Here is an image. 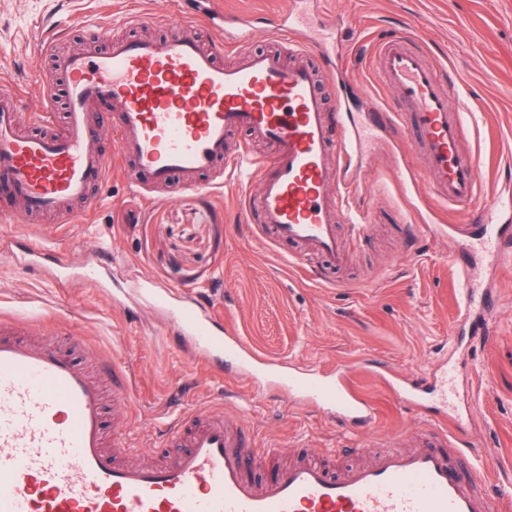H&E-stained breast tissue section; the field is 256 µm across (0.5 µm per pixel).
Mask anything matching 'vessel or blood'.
Wrapping results in <instances>:
<instances>
[{
	"label": "vessel or blood",
	"instance_id": "vessel-or-blood-1",
	"mask_svg": "<svg viewBox=\"0 0 512 512\" xmlns=\"http://www.w3.org/2000/svg\"><path fill=\"white\" fill-rule=\"evenodd\" d=\"M311 2L297 0L276 25L281 51L252 53L227 66L203 46L194 19L183 20L182 34L167 41L117 38L111 24H103V49L55 56L65 122L56 125L55 92L46 90L32 119L36 133L21 123L23 89L1 86L0 216L28 222L51 214L68 223L100 200L111 157L90 141L99 126L94 107L108 101L117 151L133 161L125 172L132 196L151 200L176 174L184 188L194 189L203 171H260L257 190L239 194L256 235L294 244V260L320 258L339 267L348 254L339 216L367 222L341 194L342 174L366 140L395 129L419 152L432 178L430 194L470 223V250L450 252L448 263L458 278L460 325L484 331L483 312L493 301H477L474 270L479 264L498 269L512 253V190L497 192L493 207L472 222L481 167L460 151L467 121L451 106L460 77L428 64L417 41L389 37L376 48L374 70L405 111L386 104L361 116L330 111L308 57L320 55L335 97L346 99L348 86L336 67L335 39L313 33ZM259 29L255 18L225 16L224 44ZM235 129L269 144L270 158L254 157L245 144L228 151L226 136ZM16 195L25 203L20 213L12 203ZM25 263L49 268L56 280L66 271L36 244L26 250ZM142 297L165 310L193 356L233 364L245 378L262 368L235 326L203 315L189 297L143 280L112 301L129 308ZM369 373L428 414L406 450L375 454L337 476L309 461L275 469L268 453L251 446L246 426L198 411L171 427L184 451L170 462L144 463L121 435L104 428L105 405L119 415L127 407L128 377L111 358H99L97 371H89L59 336L37 335L23 320L1 321L0 512H512V495L495 493L486 465L474 460L469 475L459 472L457 460L471 444L461 438L463 424L447 395L383 365ZM273 378L289 397L343 424L367 426L377 416L347 365L324 373L282 367ZM259 467L272 470L262 482L252 476Z\"/></svg>",
	"mask_w": 512,
	"mask_h": 512
}]
</instances>
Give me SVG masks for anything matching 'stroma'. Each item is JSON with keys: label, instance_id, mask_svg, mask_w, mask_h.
I'll return each mask as SVG.
<instances>
[{"label": "stroma", "instance_id": "stroma-1", "mask_svg": "<svg viewBox=\"0 0 512 512\" xmlns=\"http://www.w3.org/2000/svg\"><path fill=\"white\" fill-rule=\"evenodd\" d=\"M181 0H0V85L55 80L53 53L85 51L98 40L96 23L112 20L118 37L162 40L175 34ZM225 14H248L275 24L293 0H217ZM158 15L163 24L141 26L130 10ZM322 20L342 53L353 88L350 108L371 112L394 101L380 87L372 59L377 43L393 35L422 40L428 62L460 73L464 87L455 107L469 112L465 153L482 164L481 205L512 177V0H323ZM93 145L111 154L107 194L78 224L43 217L26 224L0 219V318L23 317L75 339L76 356L109 354L132 379L125 430L147 460H169L179 449L165 438L176 417L204 409L251 425L255 445L284 466L301 450L327 463L333 449L359 442L368 454L394 449L398 435L419 429L422 417L400 407L378 380L362 386L378 409L371 429H341L320 411L305 410L260 375L245 380L183 354L162 313L143 306L125 315L80 277L55 283L21 262L23 238L71 259L99 255L114 285L147 277L175 293H199L218 303L223 317L263 359L326 369L346 362L383 363L430 374L436 363L456 364V405L465 410L477 447L502 488H512V256L484 275L495 301L485 334L465 333L455 321L448 253L464 236L436 233L458 223L428 192L429 177L411 152L380 138L358 155L349 190L369 213L372 235L332 282L310 264L289 262L288 243L256 240L231 184L200 175V189L158 193L143 203L130 197L126 159L115 152L112 107L100 105ZM430 216L432 230L410 234L409 222Z\"/></svg>", "mask_w": 512, "mask_h": 512}]
</instances>
